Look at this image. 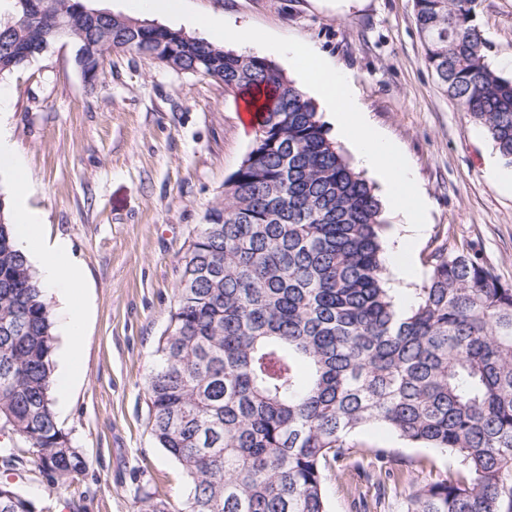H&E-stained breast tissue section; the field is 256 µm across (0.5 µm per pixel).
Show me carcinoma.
<instances>
[{"label":"carcinoma","mask_w":512,"mask_h":512,"mask_svg":"<svg viewBox=\"0 0 512 512\" xmlns=\"http://www.w3.org/2000/svg\"><path fill=\"white\" fill-rule=\"evenodd\" d=\"M0 1V77L29 62L30 43L67 37L103 64L114 51L150 57L163 38L100 11L60 33L65 0L38 17L32 0ZM477 7L414 0L416 26L440 87L512 163V80L487 62ZM169 67L265 101L224 202L182 257L147 381L151 432L190 492L175 510L146 493L136 512H328L326 471L374 424L461 467L412 491L405 512H512V287L471 244L440 245L398 307L382 204L294 81L193 37ZM54 356L52 311L0 198V431L58 485L86 463L52 413ZM33 510L0 484V512Z\"/></svg>","instance_id":"1"}]
</instances>
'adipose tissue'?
Returning <instances> with one entry per match:
<instances>
[{
    "mask_svg": "<svg viewBox=\"0 0 512 512\" xmlns=\"http://www.w3.org/2000/svg\"><path fill=\"white\" fill-rule=\"evenodd\" d=\"M288 60L300 74L301 90H313L328 114L337 137L353 150L358 167L372 173L385 189L383 204L397 217L403 230L395 246L386 253L390 271L389 286L398 303H405L411 284L420 272L411 258V244L424 229L426 198L415 175L399 148L373 127L361 111L351 81L338 68L308 53L302 45L288 48ZM0 166L16 171L12 203L16 213V230L26 246V254L38 270L44 288L62 294V328L70 338L69 353L82 349V276L67 241H46L41 218L25 206L30 182L21 176V164L9 139L7 108L0 99Z\"/></svg>",
    "mask_w": 512,
    "mask_h": 512,
    "instance_id": "adipose-tissue-1",
    "label": "adipose tissue"
}]
</instances>
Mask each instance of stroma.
Instances as JSON below:
<instances>
[{
  "instance_id": "obj_1",
  "label": "stroma",
  "mask_w": 512,
  "mask_h": 512,
  "mask_svg": "<svg viewBox=\"0 0 512 512\" xmlns=\"http://www.w3.org/2000/svg\"><path fill=\"white\" fill-rule=\"evenodd\" d=\"M183 20L163 26L196 39L194 15L218 16L285 45L302 43L351 79L362 109L400 149L427 195L416 262L438 244L468 242L512 286V195L489 177L512 165L440 89L424 62L413 0H182ZM490 61L512 56V0H481L476 17ZM57 40L0 78L8 123L34 187L27 204L48 237L66 239L83 276L81 370L53 396L58 425L86 461L69 486L52 485L27 451L0 433V482L35 512H133L144 490L183 503L190 483L148 425V377L169 323L181 257L255 130L240 95L223 83L115 52L96 79ZM328 472V512H404L413 489L457 467L448 452L415 448L371 427ZM389 448V463L373 449Z\"/></svg>"
}]
</instances>
